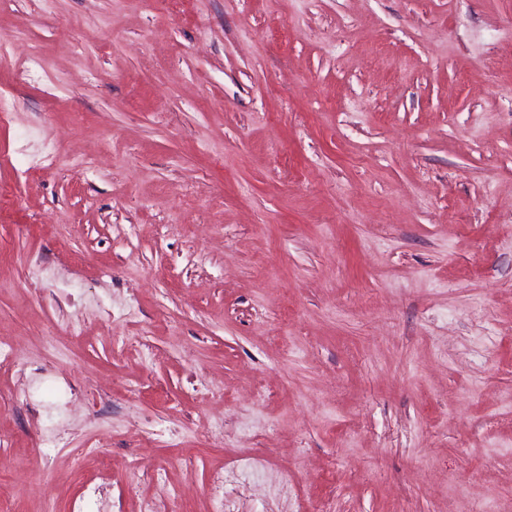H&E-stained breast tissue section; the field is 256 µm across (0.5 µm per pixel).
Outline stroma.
I'll return each instance as SVG.
<instances>
[{
  "instance_id": "obj_1",
  "label": "stroma",
  "mask_w": 512,
  "mask_h": 512,
  "mask_svg": "<svg viewBox=\"0 0 512 512\" xmlns=\"http://www.w3.org/2000/svg\"><path fill=\"white\" fill-rule=\"evenodd\" d=\"M1 38V505L512 512V0H0Z\"/></svg>"
}]
</instances>
